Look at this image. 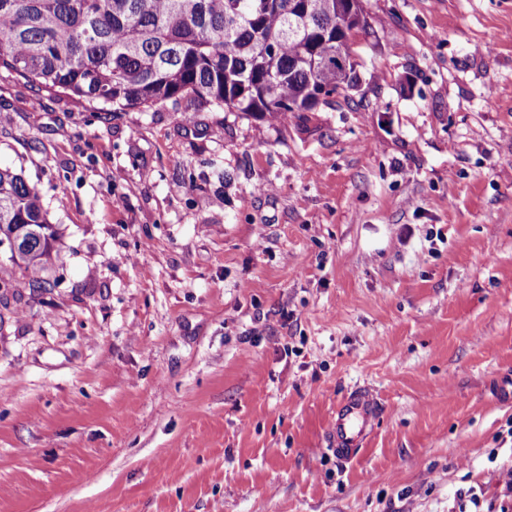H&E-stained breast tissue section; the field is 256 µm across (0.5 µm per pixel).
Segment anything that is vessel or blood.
Segmentation results:
<instances>
[{
	"label": "vessel or blood",
	"instance_id": "b4317fda",
	"mask_svg": "<svg viewBox=\"0 0 512 512\" xmlns=\"http://www.w3.org/2000/svg\"><path fill=\"white\" fill-rule=\"evenodd\" d=\"M377 411L376 399L364 391L350 393L337 404L330 429L337 456L345 459L354 454Z\"/></svg>",
	"mask_w": 512,
	"mask_h": 512
}]
</instances>
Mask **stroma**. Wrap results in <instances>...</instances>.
<instances>
[{
  "label": "stroma",
  "mask_w": 512,
  "mask_h": 512,
  "mask_svg": "<svg viewBox=\"0 0 512 512\" xmlns=\"http://www.w3.org/2000/svg\"><path fill=\"white\" fill-rule=\"evenodd\" d=\"M303 118L0 75V512H512V0H365ZM379 413L347 460L337 403ZM57 232L47 218L39 190L21 175L0 169V244H9L10 260L29 278L32 288L49 285L41 275L48 270Z\"/></svg>",
  "instance_id": "obj_1"
}]
</instances>
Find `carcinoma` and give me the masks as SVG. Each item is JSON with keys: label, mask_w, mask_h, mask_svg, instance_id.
<instances>
[{"label": "carcinoma", "mask_w": 512, "mask_h": 512, "mask_svg": "<svg viewBox=\"0 0 512 512\" xmlns=\"http://www.w3.org/2000/svg\"><path fill=\"white\" fill-rule=\"evenodd\" d=\"M0 0V72L87 105L151 108L177 97L258 118L316 107L356 81L336 16L349 0ZM57 232L39 190L0 169V244L44 289Z\"/></svg>", "instance_id": "cac0c4a2"}]
</instances>
